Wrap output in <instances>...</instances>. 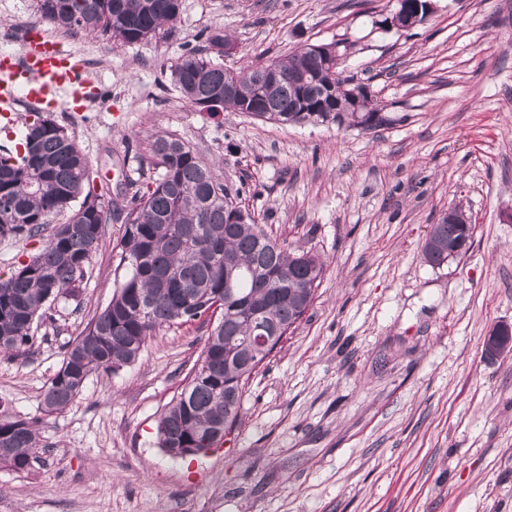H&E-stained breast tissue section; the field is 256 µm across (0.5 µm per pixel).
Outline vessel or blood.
<instances>
[{"label": "vessel or blood", "mask_w": 512, "mask_h": 512, "mask_svg": "<svg viewBox=\"0 0 512 512\" xmlns=\"http://www.w3.org/2000/svg\"><path fill=\"white\" fill-rule=\"evenodd\" d=\"M19 93L29 102L50 101L65 109L93 104L101 95L83 67L48 40L31 43L19 62L0 66V108H10Z\"/></svg>", "instance_id": "b4317fda"}]
</instances>
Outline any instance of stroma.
<instances>
[{
	"instance_id": "obj_1",
	"label": "stroma",
	"mask_w": 512,
	"mask_h": 512,
	"mask_svg": "<svg viewBox=\"0 0 512 512\" xmlns=\"http://www.w3.org/2000/svg\"><path fill=\"white\" fill-rule=\"evenodd\" d=\"M409 30L396 0H182L171 30L124 44L55 32L101 84L84 112L53 110L98 170L112 217L78 299H60L27 359L0 355V410L34 422L38 461L0 468V512H512V0H433ZM35 0H0V57L22 55ZM226 68L333 43L393 124L369 131L209 115L170 72L210 28ZM175 135L222 162L230 190L277 240L325 263L296 328L250 378L238 424L172 460L155 420L185 388L208 334L158 330L138 359L93 374L64 411L42 394L67 344L111 300L132 154ZM471 246L433 267L422 248L449 208ZM486 345L490 354L510 351L512 346V325L499 324L494 326L489 331Z\"/></svg>"
}]
</instances>
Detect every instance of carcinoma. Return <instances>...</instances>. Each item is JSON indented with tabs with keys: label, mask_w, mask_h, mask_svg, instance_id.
<instances>
[{
	"label": "carcinoma",
	"mask_w": 512,
	"mask_h": 512,
	"mask_svg": "<svg viewBox=\"0 0 512 512\" xmlns=\"http://www.w3.org/2000/svg\"><path fill=\"white\" fill-rule=\"evenodd\" d=\"M39 21L64 32L135 44L176 22L181 0H36ZM228 41L214 28L204 44L188 47L171 71L173 87L198 110L210 98L234 112L288 124H334L336 113L303 111L302 102L346 106L350 79L322 87L302 77L318 74L321 57L293 52L238 70L212 58L211 44ZM282 75L270 80L269 67ZM228 83L235 85L224 93ZM13 153H0V237L33 238L51 218L67 220L52 228L42 248L0 278V352L19 359L33 344L30 331L61 297H79L90 256L101 244L112 199L96 192L91 169L67 129L51 116L32 113ZM346 126L372 130L391 123L381 112H347ZM140 163L158 171L146 185L126 179V230L120 262L127 273L110 302L82 334L66 346L58 372L48 382L42 404L48 414L67 408L88 377L118 371L135 362L153 333L163 327L202 321L211 325L188 383L156 420V444L178 458L180 448L205 452L218 445L215 426L235 424L246 381L280 345L253 346L256 317L287 335L303 318L323 277V263L309 251L271 238L246 206L231 195L223 177L181 139L159 135L138 152ZM470 224L443 217L431 225L423 257L439 267L448 251L472 238ZM220 303V311L212 310ZM40 445L35 426L0 420V461L16 473L31 470Z\"/></svg>",
	"instance_id": "obj_1"
}]
</instances>
